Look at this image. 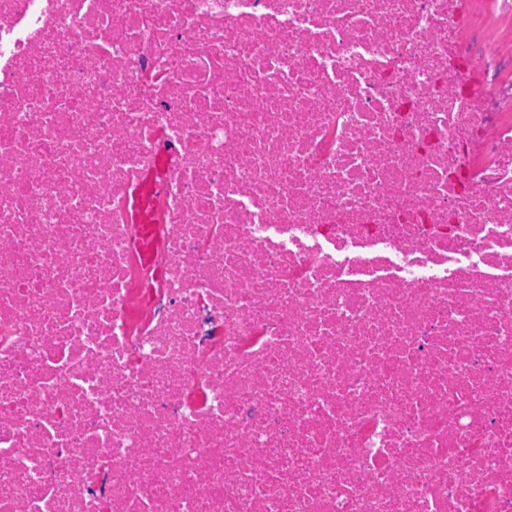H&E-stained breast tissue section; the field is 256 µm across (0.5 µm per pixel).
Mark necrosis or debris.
Returning a JSON list of instances; mask_svg holds the SVG:
<instances>
[{
  "label": "necrosis or debris",
  "instance_id": "1",
  "mask_svg": "<svg viewBox=\"0 0 512 512\" xmlns=\"http://www.w3.org/2000/svg\"><path fill=\"white\" fill-rule=\"evenodd\" d=\"M494 19L0 0V512H512ZM139 241L142 258L145 262H150L157 246L154 227L150 217L143 214V224H139Z\"/></svg>",
  "mask_w": 512,
  "mask_h": 512
}]
</instances>
